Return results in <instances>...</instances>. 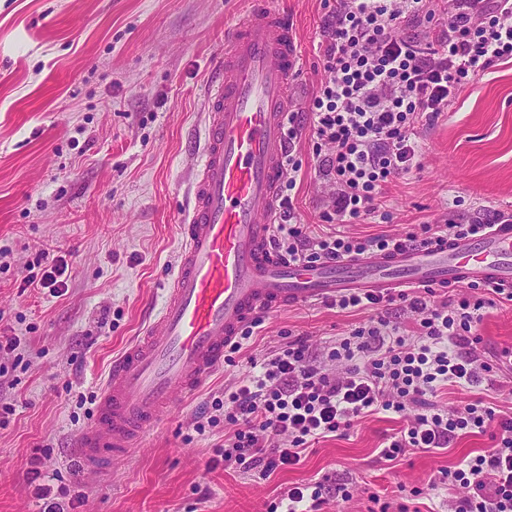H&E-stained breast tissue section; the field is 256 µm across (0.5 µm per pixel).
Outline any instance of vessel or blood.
Wrapping results in <instances>:
<instances>
[{
  "instance_id": "b4317fda",
  "label": "vessel or blood",
  "mask_w": 512,
  "mask_h": 512,
  "mask_svg": "<svg viewBox=\"0 0 512 512\" xmlns=\"http://www.w3.org/2000/svg\"><path fill=\"white\" fill-rule=\"evenodd\" d=\"M299 60L292 23L262 0L225 36L177 271L157 319L113 361L93 421L74 441L83 467L123 457L163 411L223 367L225 349L259 314L353 291L472 282L512 288V223L307 267L276 254L272 231L294 108L288 85Z\"/></svg>"
}]
</instances>
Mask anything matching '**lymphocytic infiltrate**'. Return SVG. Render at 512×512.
Returning <instances> with one entry per match:
<instances>
[{
	"mask_svg": "<svg viewBox=\"0 0 512 512\" xmlns=\"http://www.w3.org/2000/svg\"><path fill=\"white\" fill-rule=\"evenodd\" d=\"M429 0H334L322 43L326 79L306 109L310 141L330 188L327 222L356 224L375 213L384 187L421 168L417 124L447 111L459 93L494 62L512 60V0H459L447 26L434 25ZM427 21L423 36L407 24ZM281 224L273 247L294 263L340 260L372 252L428 245L478 235L483 223L424 224L419 232L357 238L340 232L312 235L296 220L291 195L280 197ZM512 290L487 286L437 304L406 292H349L342 310L378 309L401 302L417 316L408 332L385 317L354 330L332 350L335 370L317 363L305 337L272 351L249 381L224 393V416L235 430L216 449L208 469L224 465L260 476L298 465L310 442L348 430L378 410L403 413L420 406L411 424L390 436L380 455L388 461L410 450L445 448L457 437L493 430L494 445L440 470L433 487L465 489L450 512H512V417L483 402L448 411L431 402L441 387L473 385L487 363L461 352L483 311ZM322 482L288 487L265 512H319Z\"/></svg>",
	"mask_w": 512,
	"mask_h": 512,
	"instance_id": "1",
	"label": "lymphocytic infiltrate"
}]
</instances>
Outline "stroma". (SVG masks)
<instances>
[{"label":"stroma","instance_id":"35a3bbf8","mask_svg":"<svg viewBox=\"0 0 512 512\" xmlns=\"http://www.w3.org/2000/svg\"><path fill=\"white\" fill-rule=\"evenodd\" d=\"M250 0H0V512H263L296 483L348 487L321 512H444L458 489L439 470L493 445L490 433L451 447L380 456L418 413L376 412L342 435L312 442L299 465L262 478L206 464L233 431L214 403L250 378L255 360L307 338L323 358L372 313L328 303L262 316L231 362L166 412L127 457L85 470L72 446L91 423L112 360L152 322L182 245L180 220L202 148L207 86L224 35ZM296 33L301 67L289 85L298 109L326 74L322 28L329 0H270ZM422 167L384 190L379 212L348 233L404 234L418 224L487 221L512 211V61L495 62L447 112L419 127ZM297 220L326 231L323 173L307 136ZM67 261L63 291L27 286ZM474 349L492 372L442 387L441 409L483 401L512 415V302L487 308ZM205 423L197 433V423Z\"/></svg>","mask_w":512,"mask_h":512}]
</instances>
